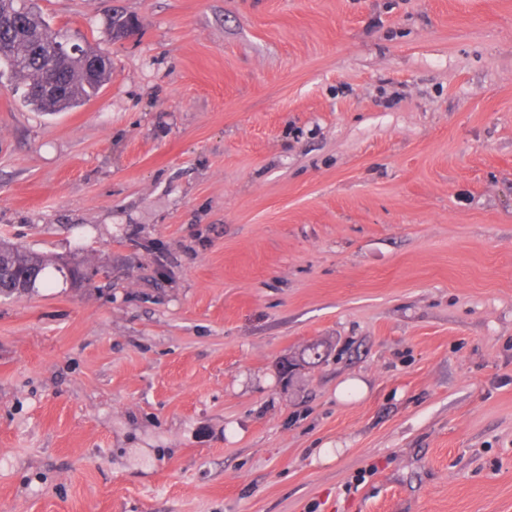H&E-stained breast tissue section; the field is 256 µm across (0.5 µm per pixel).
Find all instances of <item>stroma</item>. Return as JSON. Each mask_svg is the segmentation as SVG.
<instances>
[{
  "label": "stroma",
  "mask_w": 512,
  "mask_h": 512,
  "mask_svg": "<svg viewBox=\"0 0 512 512\" xmlns=\"http://www.w3.org/2000/svg\"><path fill=\"white\" fill-rule=\"evenodd\" d=\"M37 5L112 77H0V238L96 273L0 297V512H512V0Z\"/></svg>",
  "instance_id": "35a3bbf8"
}]
</instances>
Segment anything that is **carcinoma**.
<instances>
[{
  "label": "carcinoma",
  "instance_id": "obj_1",
  "mask_svg": "<svg viewBox=\"0 0 512 512\" xmlns=\"http://www.w3.org/2000/svg\"><path fill=\"white\" fill-rule=\"evenodd\" d=\"M0 16L7 18V22L0 25V46L5 47L0 54V66L21 79L24 88L39 84L49 71L58 68L68 100L56 111L78 107L98 95L110 72L92 79L85 75L78 60L58 64L52 52L49 24L27 0H0ZM53 265L50 256L0 239V293L11 296L33 290L37 284L48 282L47 273L39 274L28 283L21 281L22 274Z\"/></svg>",
  "mask_w": 512,
  "mask_h": 512
}]
</instances>
